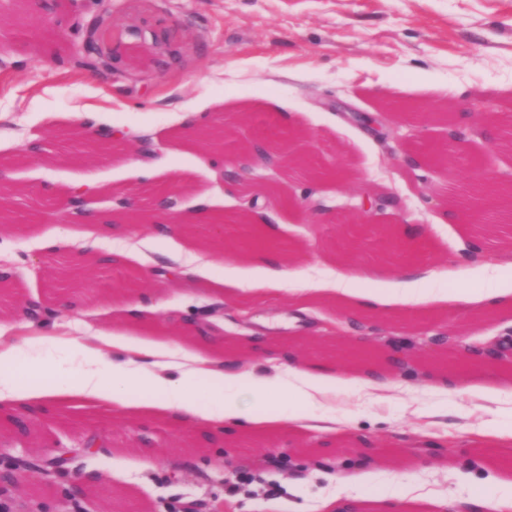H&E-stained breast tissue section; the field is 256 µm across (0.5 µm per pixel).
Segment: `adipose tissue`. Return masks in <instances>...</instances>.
Here are the masks:
<instances>
[{
	"label": "adipose tissue",
	"mask_w": 512,
	"mask_h": 512,
	"mask_svg": "<svg viewBox=\"0 0 512 512\" xmlns=\"http://www.w3.org/2000/svg\"><path fill=\"white\" fill-rule=\"evenodd\" d=\"M95 346L72 348L68 367L43 356L44 343L28 340V361H20L19 350L0 344V406L19 405L39 410L45 402L75 399L86 407L137 411L163 415L180 413L204 422L207 430L222 433L225 427L254 428L274 421L275 406L316 404L327 393L325 377L306 369L291 370L280 379L254 370L225 375L215 358L198 353L161 356L153 344L128 347L123 360L106 361L102 345L111 338L102 334ZM209 381L211 408H200L192 391L200 378ZM251 392L257 409L244 410L240 390Z\"/></svg>",
	"instance_id": "1"
}]
</instances>
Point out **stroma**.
Listing matches in <instances>:
<instances>
[{
    "mask_svg": "<svg viewBox=\"0 0 512 512\" xmlns=\"http://www.w3.org/2000/svg\"><path fill=\"white\" fill-rule=\"evenodd\" d=\"M97 15L110 65L57 67L54 54H78ZM133 28L147 42L131 41ZM475 97L512 116V0H82L62 4L48 28L27 0H10L0 11V188L32 221L0 223V263L13 272L0 282V312L21 321L7 342L90 344L105 331L219 358L228 373L321 366L337 380L312 419L231 429L220 447L178 414L111 413L75 400L34 418L29 438L0 425L1 477L11 459L34 462L57 444L72 449L67 472L86 488L71 495L56 475L39 496L20 486L10 512H242L248 502L255 512H317L340 484L360 512H381V496L406 487L419 499L402 512H457L487 479L512 484V438L480 396L495 380L512 400V355L493 378L477 363L457 372L454 348L435 360L423 346L461 329L470 342L511 335L512 302L491 315L402 300L411 288H456L463 269L471 288H486L487 254L512 241V231L457 223L447 210L468 184L512 177V135L490 145L483 116L458 111ZM338 103L379 117L382 137L335 111ZM267 116L287 132L281 152L315 154L341 177L257 168V206L246 212L236 187L217 181L224 155L197 132L220 123L246 147ZM112 127L149 135L159 156L143 160L121 143L88 152L86 132ZM36 140L41 151L21 155ZM430 143L444 148L452 175L426 163ZM409 154L419 168L404 166ZM89 184L96 208L124 197L147 222L117 235L63 220L56 208L40 213L27 194L33 187L56 201ZM168 184L181 191V227L165 239L152 233L161 218L149 194ZM306 195L324 210L303 205ZM366 195L394 203L361 226L355 206ZM220 209L246 212L247 223L294 249L288 279L269 287L276 265L238 234L216 244L196 234L206 212ZM64 258L84 264L67 285L57 268ZM179 265L189 275L162 278ZM339 272L349 294L324 288ZM260 317L275 325L257 337L251 322ZM337 322L341 335L328 334ZM94 433L108 445L81 453Z\"/></svg>",
    "mask_w": 512,
    "mask_h": 512,
    "instance_id": "stroma-1",
    "label": "stroma"
}]
</instances>
